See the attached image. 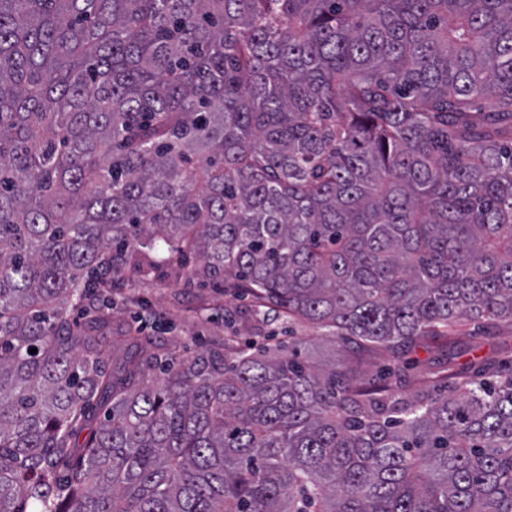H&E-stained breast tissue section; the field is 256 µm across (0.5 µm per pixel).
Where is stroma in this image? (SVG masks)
Masks as SVG:
<instances>
[{
	"label": "stroma",
	"instance_id": "35a3bbf8",
	"mask_svg": "<svg viewBox=\"0 0 512 512\" xmlns=\"http://www.w3.org/2000/svg\"><path fill=\"white\" fill-rule=\"evenodd\" d=\"M148 308L152 320L146 335L156 338L161 357H194L215 342L233 339L236 346L270 347L284 352L293 348L312 356L327 354L332 343L309 326H291L286 320H267L246 297L213 288L210 281L191 277L170 263L154 270H131L127 284L111 311L117 323L130 321L134 313ZM512 360V325L499 324L488 333L474 331L465 323L460 335L426 343L404 356L405 388L416 380L455 372L464 375L470 363Z\"/></svg>",
	"mask_w": 512,
	"mask_h": 512
}]
</instances>
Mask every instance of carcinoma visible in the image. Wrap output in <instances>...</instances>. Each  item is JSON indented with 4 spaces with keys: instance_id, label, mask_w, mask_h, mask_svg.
<instances>
[{
    "instance_id": "1",
    "label": "carcinoma",
    "mask_w": 512,
    "mask_h": 512,
    "mask_svg": "<svg viewBox=\"0 0 512 512\" xmlns=\"http://www.w3.org/2000/svg\"><path fill=\"white\" fill-rule=\"evenodd\" d=\"M159 241L393 355L512 323V0H0V512H512V363L150 376L94 300Z\"/></svg>"
}]
</instances>
